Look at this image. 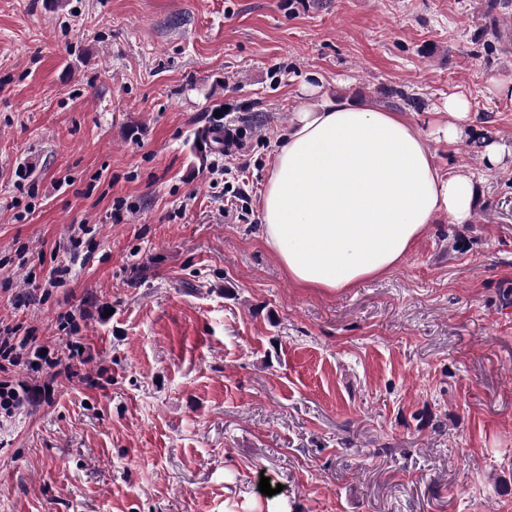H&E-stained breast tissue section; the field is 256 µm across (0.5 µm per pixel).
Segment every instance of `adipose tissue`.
Returning <instances> with one entry per match:
<instances>
[{"label":"adipose tissue","mask_w":512,"mask_h":512,"mask_svg":"<svg viewBox=\"0 0 512 512\" xmlns=\"http://www.w3.org/2000/svg\"><path fill=\"white\" fill-rule=\"evenodd\" d=\"M475 183L442 173L403 114L324 99L295 113L260 203L291 280L336 290L396 266L437 216L467 222Z\"/></svg>","instance_id":"1"}]
</instances>
